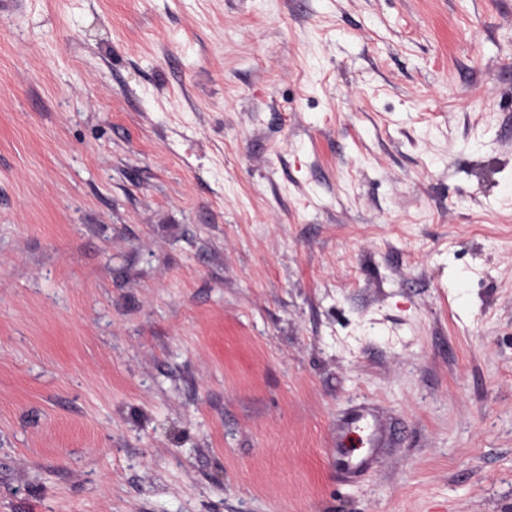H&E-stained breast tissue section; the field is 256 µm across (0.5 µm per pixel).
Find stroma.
Returning <instances> with one entry per match:
<instances>
[{
	"label": "stroma",
	"instance_id": "1",
	"mask_svg": "<svg viewBox=\"0 0 512 512\" xmlns=\"http://www.w3.org/2000/svg\"><path fill=\"white\" fill-rule=\"evenodd\" d=\"M0 512H512V0L0 10ZM364 425L372 428L373 443L371 448H382L390 432H387L386 428L381 423L375 420L370 422L368 416L360 411L353 412L344 419L342 429H346L345 437H347L348 433L353 429H360Z\"/></svg>",
	"mask_w": 512,
	"mask_h": 512
}]
</instances>
